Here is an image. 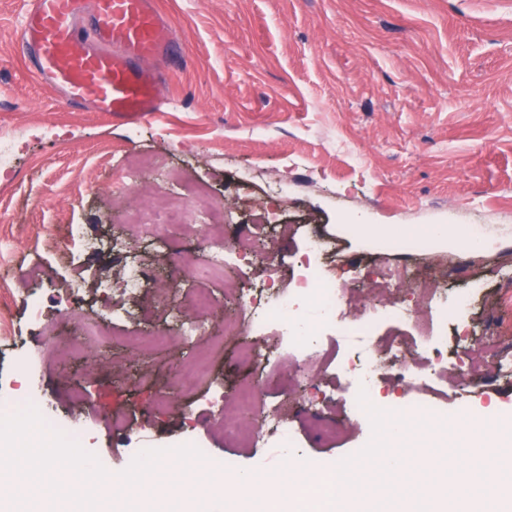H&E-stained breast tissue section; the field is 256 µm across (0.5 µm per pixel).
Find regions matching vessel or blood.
Segmentation results:
<instances>
[{"instance_id": "b4317fda", "label": "vessel or blood", "mask_w": 512, "mask_h": 512, "mask_svg": "<svg viewBox=\"0 0 512 512\" xmlns=\"http://www.w3.org/2000/svg\"><path fill=\"white\" fill-rule=\"evenodd\" d=\"M22 49L77 105L131 120L168 106L153 61L178 41L155 0H26Z\"/></svg>"}]
</instances>
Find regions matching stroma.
I'll use <instances>...</instances> for the list:
<instances>
[{
    "mask_svg": "<svg viewBox=\"0 0 512 512\" xmlns=\"http://www.w3.org/2000/svg\"><path fill=\"white\" fill-rule=\"evenodd\" d=\"M156 2L181 41L164 67L169 107L126 124L72 106L37 79L19 49L24 0H0V314L13 324L0 337V393L11 397L0 416L19 409L14 363L26 357L43 409L88 421L82 446L118 494L120 473L147 443L205 444L198 484L221 474L228 456L255 475L297 460L308 479L378 457L386 417L354 415V392L335 367L305 390L293 359L260 374L241 358L238 337L222 327L239 316L224 299V280L249 288L266 279L267 265L238 251L240 238L258 242L287 280L305 237L317 233L346 258L419 272L423 288L453 293L481 276L487 286L471 330L477 345H500L495 328L512 327V309L496 298L512 293V0ZM142 155L156 158L159 172H141L137 187L117 198ZM186 182L231 215L224 276L205 273V213L196 227H172L161 240L127 229V210L154 209ZM67 224L85 232L73 250L63 238ZM350 224L496 231L470 256L378 247L350 237ZM134 259L155 280L128 301L119 281ZM73 279L82 283L76 299L65 291ZM170 283L212 290L214 307L184 314L199 326L191 342L145 344L172 324L158 302ZM201 353L209 356L206 374L183 385L172 366L187 367ZM244 382L256 383L259 407L287 418L292 454L225 439L221 426ZM213 389L223 391V407L210 403ZM409 397L425 411L438 405L451 422L490 403L512 413V378L484 366L449 381L444 396L418 387ZM310 401L340 424L338 443L313 430ZM116 416L129 429H113ZM484 456L471 469L412 474L401 484L438 499L478 477L496 482L488 460L503 451L491 445Z\"/></svg>",
    "mask_w": 512,
    "mask_h": 512,
    "instance_id": "stroma-1",
    "label": "stroma"
}]
</instances>
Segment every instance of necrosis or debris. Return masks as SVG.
Here are the masks:
<instances>
[{
    "label": "necrosis or debris",
    "mask_w": 512,
    "mask_h": 512,
    "mask_svg": "<svg viewBox=\"0 0 512 512\" xmlns=\"http://www.w3.org/2000/svg\"><path fill=\"white\" fill-rule=\"evenodd\" d=\"M200 195L197 188L177 194L158 209L156 217L140 214L135 222L144 232L164 236L169 225H189ZM299 263V275L288 285H281L278 270L273 267L266 288L227 289V297L248 313L247 320L224 324L226 335L241 337L244 360L261 363L262 355L250 338L272 325L283 353H296L299 363L309 368L328 364L330 356L320 340L341 327L347 315L339 273L356 272L359 265L339 258L335 242L317 234L307 238ZM414 278L408 270L382 274L376 285L392 289V297L379 301L361 315L356 329L359 351L344 362V371L356 391L357 416L373 415L382 379H389L396 387L444 379L462 370L464 357L478 355L467 334L472 294L421 288L416 302L411 304L402 293ZM413 349L420 353L421 363L406 361V353ZM224 435L251 448L262 441L277 448L291 445L287 419L274 412L266 414L258 430L242 429L234 421L225 422Z\"/></svg>",
    "instance_id": "1"
}]
</instances>
